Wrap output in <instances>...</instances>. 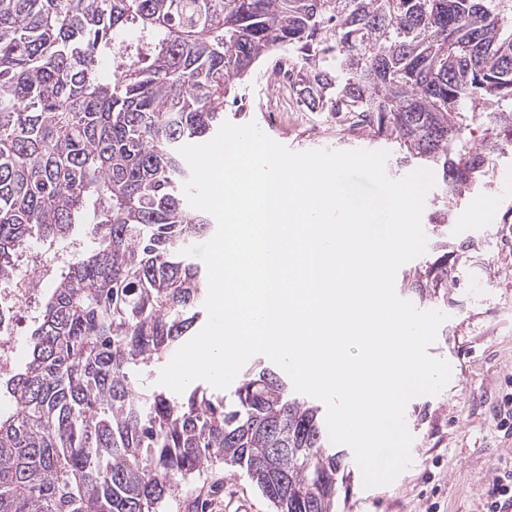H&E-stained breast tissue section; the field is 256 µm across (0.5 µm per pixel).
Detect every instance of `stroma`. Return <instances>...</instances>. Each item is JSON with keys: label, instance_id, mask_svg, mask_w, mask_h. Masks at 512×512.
<instances>
[{"label": "stroma", "instance_id": "stroma-1", "mask_svg": "<svg viewBox=\"0 0 512 512\" xmlns=\"http://www.w3.org/2000/svg\"><path fill=\"white\" fill-rule=\"evenodd\" d=\"M261 92L257 82L246 83L239 91L241 105L225 108V121L256 123L268 137L294 152L383 151L389 178L409 174V167L396 166L393 143L341 136L335 119H327L324 133L315 139L302 137L292 127L268 124L258 110ZM485 180V191L461 200L447 224L433 220L440 187L427 193L422 226L428 249H449L466 242L473 251L459 265L457 285L447 300L433 302L413 293L406 296L418 309L434 308L446 314L428 352L448 362L450 380L439 393L409 401L405 424L413 437L411 463L392 483L364 487L354 453L345 449L351 486L341 496L338 512H427L433 502L439 504L440 512H480L496 466L512 463V438H504L489 414L492 403L512 394V248L501 242L502 235L512 236V223L476 220L485 210L503 211L512 205V155L501 157L498 170ZM241 499L253 503V512H271L269 502L245 473L224 464L213 465L182 482L180 495L168 512H235Z\"/></svg>", "mask_w": 512, "mask_h": 512}]
</instances>
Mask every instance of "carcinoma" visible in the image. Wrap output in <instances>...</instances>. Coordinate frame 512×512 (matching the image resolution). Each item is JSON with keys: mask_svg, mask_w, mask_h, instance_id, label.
I'll use <instances>...</instances> for the list:
<instances>
[{"mask_svg": "<svg viewBox=\"0 0 512 512\" xmlns=\"http://www.w3.org/2000/svg\"><path fill=\"white\" fill-rule=\"evenodd\" d=\"M512 6L502 0H0V279L24 245L84 226L44 295L0 412V512H164L205 465L243 471L272 512H338L343 453L319 406L269 369L235 404L147 386L198 327L212 229L178 149L285 52L299 101L430 165L450 219L512 148ZM488 136L470 147L476 114ZM448 254L409 289L448 298Z\"/></svg>", "mask_w": 512, "mask_h": 512, "instance_id": "carcinoma-1", "label": "carcinoma"}]
</instances>
